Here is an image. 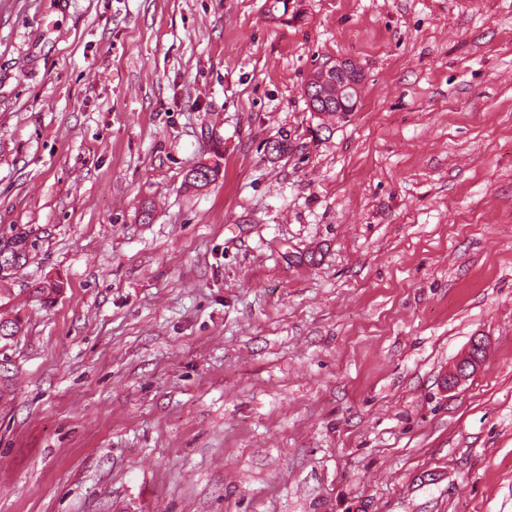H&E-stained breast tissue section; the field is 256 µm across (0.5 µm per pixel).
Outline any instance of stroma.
I'll list each match as a JSON object with an SVG mask.
<instances>
[{
  "mask_svg": "<svg viewBox=\"0 0 512 512\" xmlns=\"http://www.w3.org/2000/svg\"><path fill=\"white\" fill-rule=\"evenodd\" d=\"M19 232L0 512H512V0H0ZM361 82L358 70L347 60L333 65L326 64L316 69L311 73L304 87V96L309 110L314 116L322 117L324 112L329 111L327 99L334 98L338 105L336 117L341 113L352 112L362 92ZM352 104H354L353 107H351ZM477 346L478 341L474 339L467 352L457 361V366L455 365L456 367L453 372L449 374V378L447 379L448 384H450L449 388L457 387L471 376V373H473L472 364L476 365V362L473 359V357H475L473 349ZM470 368H472L471 373Z\"/></svg>",
  "mask_w": 512,
  "mask_h": 512,
  "instance_id": "35a3bbf8",
  "label": "stroma"
}]
</instances>
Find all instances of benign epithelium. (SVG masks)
I'll return each instance as SVG.
<instances>
[{"label": "benign epithelium", "mask_w": 512, "mask_h": 512, "mask_svg": "<svg viewBox=\"0 0 512 512\" xmlns=\"http://www.w3.org/2000/svg\"><path fill=\"white\" fill-rule=\"evenodd\" d=\"M362 92V79L356 67L349 61H340L333 65H324L311 73L305 87L304 96L312 114L316 117L324 116L329 111L327 99H336L340 108L336 114L346 113L351 110V105L356 103ZM478 346V341L471 342L470 348L457 361V366L449 374L447 379L450 387L454 388L467 380L470 376V368L475 363L473 348Z\"/></svg>", "instance_id": "obj_1"}]
</instances>
